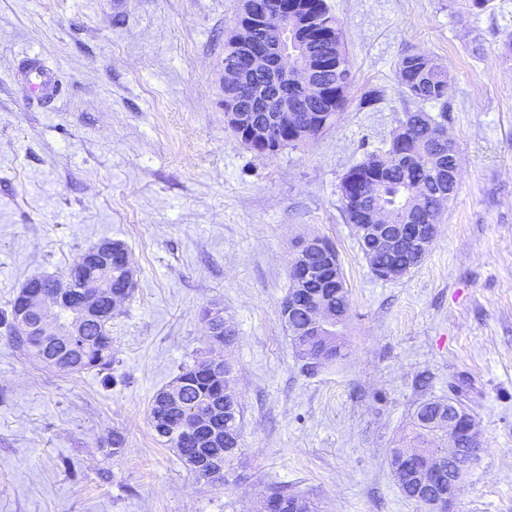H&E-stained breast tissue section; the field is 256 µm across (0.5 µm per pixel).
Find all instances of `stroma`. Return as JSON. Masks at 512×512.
<instances>
[{
	"label": "stroma",
	"instance_id": "obj_1",
	"mask_svg": "<svg viewBox=\"0 0 512 512\" xmlns=\"http://www.w3.org/2000/svg\"><path fill=\"white\" fill-rule=\"evenodd\" d=\"M353 64L333 127L274 156L224 126V39L240 0H0V311L88 246L128 247L136 288L114 359L69 374L0 327V512H254L272 486L319 512H422L389 467L416 405L461 395L483 446L455 512H512V0H327ZM416 49L448 70L460 178L421 266L372 276L340 203L348 169L413 106ZM57 73L34 99L23 60ZM380 94L361 106L362 95ZM335 246L351 297L341 358L303 369L280 320L300 239ZM220 305L244 409L237 484L159 443L156 391L208 347ZM121 432L113 454L107 441Z\"/></svg>",
	"mask_w": 512,
	"mask_h": 512
}]
</instances>
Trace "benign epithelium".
I'll return each mask as SVG.
<instances>
[{
    "instance_id": "7a95c632",
    "label": "benign epithelium",
    "mask_w": 512,
    "mask_h": 512,
    "mask_svg": "<svg viewBox=\"0 0 512 512\" xmlns=\"http://www.w3.org/2000/svg\"><path fill=\"white\" fill-rule=\"evenodd\" d=\"M257 0H242L240 12L230 31L237 60L224 64V85L242 86L250 83L252 77H260V97L254 99L252 109L240 106L235 99H224V125L248 145L262 144L271 147L275 138V125L280 118L300 108L305 111L304 123L296 133H309L324 125V113L312 109L313 102L329 98V86L322 82L326 69L342 67V48L336 42V34L321 36L316 31L315 21L300 6H291L287 11H278L277 25L291 33L294 46H288L284 38L260 37L271 23L270 13L256 5ZM321 40V54L312 55L309 43ZM420 124L425 127L427 139L448 143V158L457 155L456 146L448 139L447 128L432 117L423 114ZM426 223L411 224L406 233L391 231L392 217L385 211L365 208L360 202H353L350 220L356 236L374 239L377 253L386 258L412 255L420 262L427 256L439 232L438 219L430 212L424 213ZM321 259L320 272L337 277L333 258L323 242L309 238L299 242L293 249L289 274L295 286L302 287L312 278V258ZM79 263L86 272L84 296L70 303H63L60 295H47L32 288L25 294L22 307L17 311V321L33 336L41 339L43 347L51 351L48 362L56 368L69 365L76 349V338L80 335L83 321L91 316L105 318L108 311L104 304H120L121 296H112L99 278L106 267L119 266L132 283L136 270L128 251L111 240L100 241L85 249ZM303 308L306 321L297 333L300 349L320 341L331 344L324 331L338 314L330 308L328 300L310 297ZM179 427L186 440L195 444L198 452L185 456L188 466L207 473L216 480L224 479V455L231 449L224 447V435H220L214 424V411L210 408L192 409L179 418ZM442 430L448 436V459L425 454L419 448L406 449L397 463H389L393 476L403 480L413 478L418 486L431 498L430 512H453L460 483L461 473L451 462L464 451V445H479L482 434L476 420L464 413L460 407L448 402V418L442 423ZM264 512H298V501L284 500L271 496L264 497Z\"/></svg>"
}]
</instances>
